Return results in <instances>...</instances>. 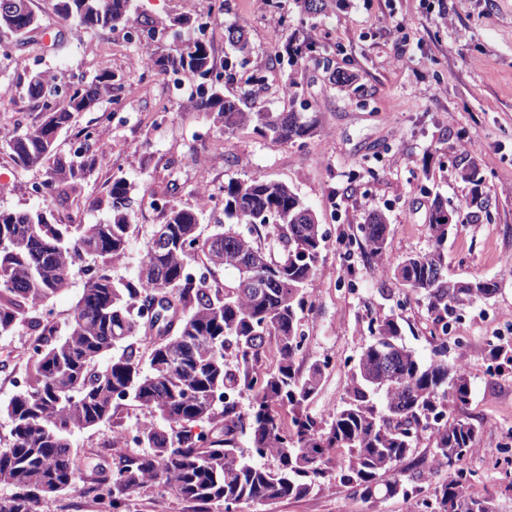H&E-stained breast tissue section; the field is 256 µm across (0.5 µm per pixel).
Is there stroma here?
<instances>
[{"label":"stroma","instance_id":"obj_1","mask_svg":"<svg viewBox=\"0 0 512 512\" xmlns=\"http://www.w3.org/2000/svg\"><path fill=\"white\" fill-rule=\"evenodd\" d=\"M293 21L282 27L272 6L255 0H228L209 39L216 59L229 45L228 25L247 34L258 60L282 47L289 37H306L329 46L335 66L352 73L370 99L360 106L350 90L335 85L315 62L275 71L268 77L262 105L269 112L288 110L284 87L296 75L319 124L305 144H268L253 129L231 135L211 130L201 112L185 108L184 96L169 93L163 78L131 68L130 58L149 56L123 32L99 35L64 27L51 0H31L40 20L30 43L0 61V132L39 124L43 116L19 88L18 81L39 68L61 80L93 77L109 68L123 89L113 109L118 116L103 131L112 150L101 153L80 196L49 207L61 224L104 220L94 206L113 176L136 187L154 189L176 181L173 204L197 205L196 175L207 168L213 189L231 180L260 176L287 183L316 212L327 236L318 276L306 289L307 361L333 357L323 384L306 406L320 416L342 402L349 368L371 341L370 317L392 315L403 328V342L420 357L432 355V339L441 329L425 301L390 275L368 264L359 249L345 250L369 212L384 211L389 224L388 258L398 263L431 246L428 219L435 195L449 205L466 202L468 184L452 167L471 155L484 174L483 192L491 220L470 222L450 231L445 249L448 275L481 277L500 284L490 298L463 310L453 323L448 358L468 364L472 399L465 413L478 420V452L464 467L476 471L474 495L493 499L497 512H512L506 491V462L488 448L512 427V372H496L488 344L499 328L512 330V0H334L327 13L295 23L293 0H280ZM467 28L468 41L455 42L453 30ZM165 123H157L158 114ZM40 168H18L0 149V206H40L28 191L42 181ZM131 220L134 232L117 277L138 268L150 233L163 214L150 196H138ZM144 409L121 405L113 422L75 432L72 445L90 466L112 469L108 451L113 424L130 426L147 419ZM131 512H199L196 503L175 493L145 486L130 501ZM238 512H416L413 501L392 498L372 503L341 486L324 485L302 499H283L264 507L242 504Z\"/></svg>","mask_w":512,"mask_h":512}]
</instances>
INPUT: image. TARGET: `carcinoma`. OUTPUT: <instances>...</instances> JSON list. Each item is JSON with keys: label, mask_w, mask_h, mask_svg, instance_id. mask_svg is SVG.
<instances>
[{"label": "carcinoma", "mask_w": 512, "mask_h": 512, "mask_svg": "<svg viewBox=\"0 0 512 512\" xmlns=\"http://www.w3.org/2000/svg\"><path fill=\"white\" fill-rule=\"evenodd\" d=\"M133 0H55L54 8L70 29L110 34L133 25L136 43L155 47L151 69L185 82L187 108L212 119L220 134L252 127L272 144L310 136L318 122L299 100V83L285 88L290 110L265 112L258 98L266 71L300 60L321 62L328 48L315 40L276 50L245 80L232 97L224 84L234 81L250 60L246 44L234 45L242 29L227 28L231 53L216 65L209 27L224 14L226 0H210L205 13L162 19L132 16ZM299 22L325 12L330 0H294ZM38 28L33 11L11 15L0 11V32L8 53ZM333 83L353 87L360 104L366 94L343 70ZM38 71L27 77V94L43 114L31 128L0 136L15 164L23 170L46 167L47 195L66 201L80 194L82 182L97 165L90 133L81 131L85 148L58 152V140L74 113L116 101L120 79L102 70L91 80L66 83ZM459 177L473 185L463 207L448 208L435 199L429 232L433 247L389 265L387 219L373 212L358 226L357 243L366 259L409 290L421 294L442 335L425 361L402 342V328L392 316L370 318L372 341L349 370L341 404L317 418L304 411L320 390L329 357L300 370L306 334L302 314L306 286L319 273L326 235L319 222L292 221L310 209L282 182L254 177L232 180L220 189L224 221L206 237L199 224L204 207L180 208L167 200L169 191L143 192L163 203L165 241L150 235L136 275L116 278L112 269L125 255L136 188L124 177L112 179L95 206L108 218L95 224H58L46 210L0 208V339L19 328L32 336L25 356L23 386L0 404L10 431L0 449V512H39L42 500L80 491L112 501L125 512L127 497L149 484H162L208 512L218 504L237 512L241 504L266 506L281 499H301L332 482L366 501L417 498L426 512H488L492 501L470 492L472 478L463 468L476 447L478 428L455 415L470 404L469 371L448 362V325L457 311L495 292L492 280L474 278L473 288H459L448 277V226L471 220L478 204L473 162L457 165ZM261 258L248 280L243 266ZM94 266L82 294L61 321H50L42 308L71 284L85 259ZM232 270V282L219 273ZM275 344L278 367L264 372L257 365L266 347ZM488 356L499 369L512 370V341L489 343ZM247 397V410L239 398ZM127 401L159 417L140 430L142 451L121 454L108 474L83 470L73 449L76 431L112 420L117 402ZM430 441L432 466L448 478L424 494L425 472L403 462L421 436ZM270 458L273 465L262 460Z\"/></svg>", "instance_id": "carcinoma-1"}]
</instances>
